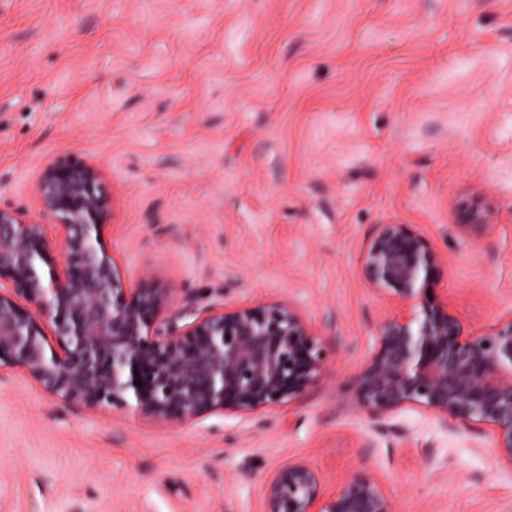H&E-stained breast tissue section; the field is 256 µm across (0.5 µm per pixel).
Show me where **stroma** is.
<instances>
[{
  "label": "stroma",
  "instance_id": "35a3bbf8",
  "mask_svg": "<svg viewBox=\"0 0 512 512\" xmlns=\"http://www.w3.org/2000/svg\"><path fill=\"white\" fill-rule=\"evenodd\" d=\"M96 165L106 248L176 305L287 300L327 374L258 416L168 423L0 371V512H263L303 459L325 495L512 512L485 425L372 418L355 376L389 296L363 253L405 224L459 317L512 319V0H0V208L39 217L56 157ZM493 210L492 230L462 221Z\"/></svg>",
  "mask_w": 512,
  "mask_h": 512
}]
</instances>
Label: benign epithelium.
I'll list each match as a JSON object with an SVG mask.
<instances>
[{"label": "benign epithelium", "instance_id": "1", "mask_svg": "<svg viewBox=\"0 0 512 512\" xmlns=\"http://www.w3.org/2000/svg\"><path fill=\"white\" fill-rule=\"evenodd\" d=\"M36 193L65 260L41 222L0 208V368L22 369L65 403L124 407L132 396L143 416L178 423L266 412L326 374L321 339L288 301L173 313L174 289L126 285L101 238L112 201L96 166L58 157ZM465 223L492 227L477 206ZM363 267L368 286L397 304L356 376L357 408L485 424L512 465V318L482 334L467 329L437 288L442 264L405 224L380 225ZM264 512L396 510L369 477L326 499L318 471L298 461L267 481Z\"/></svg>", "mask_w": 512, "mask_h": 512}]
</instances>
